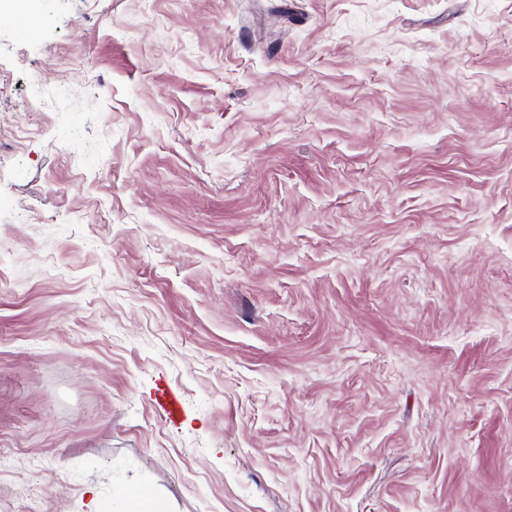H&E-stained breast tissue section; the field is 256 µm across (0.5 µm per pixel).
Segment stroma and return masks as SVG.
Masks as SVG:
<instances>
[{
    "label": "stroma",
    "mask_w": 512,
    "mask_h": 512,
    "mask_svg": "<svg viewBox=\"0 0 512 512\" xmlns=\"http://www.w3.org/2000/svg\"><path fill=\"white\" fill-rule=\"evenodd\" d=\"M30 5L0 512H512V0Z\"/></svg>",
    "instance_id": "stroma-1"
}]
</instances>
